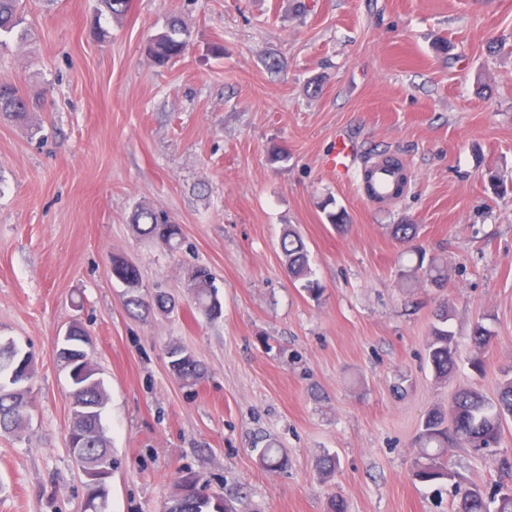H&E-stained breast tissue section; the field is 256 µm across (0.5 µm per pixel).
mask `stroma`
Instances as JSON below:
<instances>
[{"label": "stroma", "mask_w": 512, "mask_h": 512, "mask_svg": "<svg viewBox=\"0 0 512 512\" xmlns=\"http://www.w3.org/2000/svg\"><path fill=\"white\" fill-rule=\"evenodd\" d=\"M175 15L192 47L161 68L147 41ZM24 26L0 46V82L38 104L0 116V337L35 373L29 430L0 434V512H83L54 348L75 321L109 395L106 512H162L187 471L231 512H328L338 493L347 512H453L413 480L414 440L458 387L495 397L512 367V0H131L118 20L96 0H27ZM340 134L353 165L400 155L404 197L369 206L338 181L324 162ZM277 144L288 157L273 164ZM141 206L181 225L179 251L135 232ZM288 224L320 300L284 268ZM395 224L417 225L415 245ZM115 252L173 312L125 309ZM422 254L447 258L445 287L403 285ZM198 264L223 305L212 321L186 288ZM443 303L460 356L475 324L494 334L482 374L434 378ZM174 344L203 363L199 384L172 374ZM268 443L282 470L260 466ZM327 452L340 465L325 478ZM448 465L466 485L512 483V420L494 454L454 447Z\"/></svg>", "instance_id": "obj_1"}]
</instances>
